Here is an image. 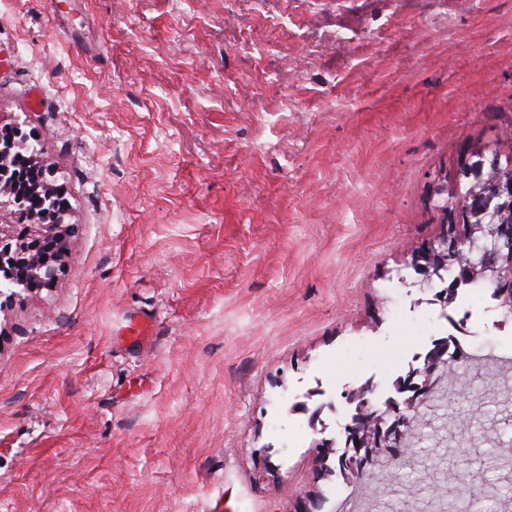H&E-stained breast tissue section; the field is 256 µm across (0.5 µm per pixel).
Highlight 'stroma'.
<instances>
[{"mask_svg":"<svg viewBox=\"0 0 512 512\" xmlns=\"http://www.w3.org/2000/svg\"><path fill=\"white\" fill-rule=\"evenodd\" d=\"M67 201L66 271L0 307V512H335L353 388L512 320L423 287L476 153L512 162V0H0V130ZM149 319L142 344L120 341ZM360 512L466 469L512 512V367L456 363ZM323 408L325 434L309 412ZM466 410L472 441L441 439Z\"/></svg>","mask_w":512,"mask_h":512,"instance_id":"stroma-1","label":"stroma"}]
</instances>
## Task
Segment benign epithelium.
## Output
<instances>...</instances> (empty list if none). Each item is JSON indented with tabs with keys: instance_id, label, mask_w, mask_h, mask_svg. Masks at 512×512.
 <instances>
[{
	"instance_id": "1",
	"label": "benign epithelium",
	"mask_w": 512,
	"mask_h": 512,
	"mask_svg": "<svg viewBox=\"0 0 512 512\" xmlns=\"http://www.w3.org/2000/svg\"><path fill=\"white\" fill-rule=\"evenodd\" d=\"M19 143L9 138L0 139V212L23 206V196H12L4 190L10 173L9 159ZM461 176L470 187L458 202L443 200L440 210L453 223L454 213L462 209L469 224L468 235L455 239L444 238L412 258L419 274L431 278L447 266L457 268L458 274L448 287L437 295L439 301L450 304L458 286L463 282L481 281L492 288L501 308L512 311V164L503 167L497 158L482 155L467 163ZM62 224H30L25 244L17 242L15 225L0 224V281L23 291L32 289V283L49 287L57 279L62 267L57 265ZM479 239L486 243L475 260L461 257L460 248L467 241ZM448 341L440 340L428 353L423 367L412 370L394 383L402 399H390L383 414L372 410L369 394L375 385L369 383L354 391L350 402L355 413L347 425L346 451L341 457L344 475L361 481L372 474L373 456L383 448L410 450L416 435L413 416L422 414L429 400L452 381L447 369Z\"/></svg>"
}]
</instances>
